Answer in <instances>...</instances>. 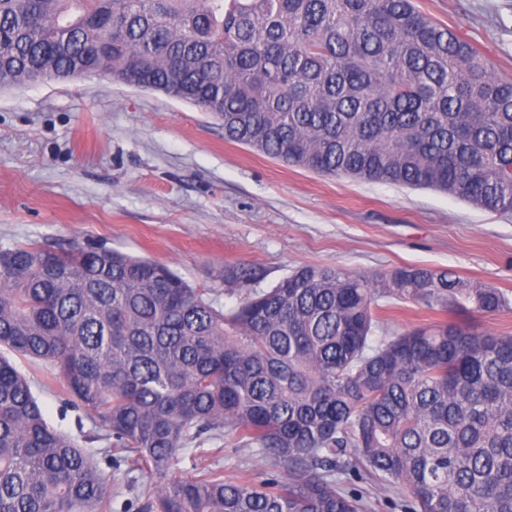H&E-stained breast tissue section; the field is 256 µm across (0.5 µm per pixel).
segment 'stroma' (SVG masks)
Here are the masks:
<instances>
[{"instance_id":"35a3bbf8","label":"stroma","mask_w":512,"mask_h":512,"mask_svg":"<svg viewBox=\"0 0 512 512\" xmlns=\"http://www.w3.org/2000/svg\"><path fill=\"white\" fill-rule=\"evenodd\" d=\"M433 21L512 80V0H415ZM78 244L149 257L224 308L254 269L266 290L293 269L328 265L383 276L449 268L512 298V213L431 189L329 177L225 140L212 114L163 92L104 77L0 86V249ZM386 306L384 333L438 321ZM47 421L83 440L94 428L44 368L13 356ZM225 478L268 477L254 449L224 438Z\"/></svg>"}]
</instances>
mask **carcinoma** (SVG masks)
I'll use <instances>...</instances> for the list:
<instances>
[{"label": "carcinoma", "instance_id": "obj_1", "mask_svg": "<svg viewBox=\"0 0 512 512\" xmlns=\"http://www.w3.org/2000/svg\"><path fill=\"white\" fill-rule=\"evenodd\" d=\"M105 77L224 121L324 176L512 213V81L414 0H0V86ZM512 304L450 269L303 266L229 310L109 249L0 250V512H107L111 475L45 419L6 353L49 366L100 453L154 479L144 512H512V336L446 319L375 335L380 301ZM229 430L283 475L228 481L180 451ZM349 488L372 502L373 509L370 512H401L399 505L407 495L402 488L393 489L386 496L379 495L374 485L366 479L352 481Z\"/></svg>", "mask_w": 512, "mask_h": 512}]
</instances>
